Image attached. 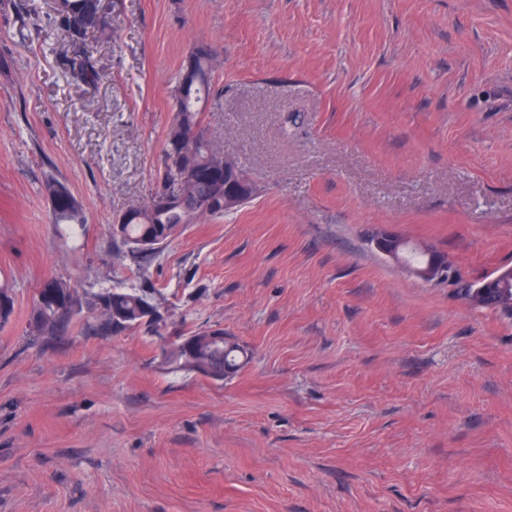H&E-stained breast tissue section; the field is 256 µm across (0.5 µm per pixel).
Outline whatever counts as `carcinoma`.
<instances>
[{"label": "carcinoma", "instance_id": "carcinoma-1", "mask_svg": "<svg viewBox=\"0 0 512 512\" xmlns=\"http://www.w3.org/2000/svg\"><path fill=\"white\" fill-rule=\"evenodd\" d=\"M91 0H61L59 8L50 18L48 26L65 32L64 16L85 11ZM191 69H183L172 94L174 119L167 133L166 166L164 182L177 183L172 192L174 203L160 208L150 203L128 211V219L120 225L113 238L120 240L128 250L145 259L170 243L179 229L186 224H198L207 219L224 216V163L234 161L216 150L206 136L199 118L200 103L209 95L213 55L210 48L199 46L189 57ZM78 76L85 83L99 79V69L90 59L78 67ZM56 224H83L82 208L66 185L46 181L44 185ZM450 275L460 285L459 294L472 306L489 309L500 317L512 321V286L494 289L490 298L481 289L489 276L472 282L456 278V269L448 265ZM78 301L76 289L61 280H48L41 289L29 319L31 333L42 336L61 330L73 316L67 309ZM95 307L100 311L99 326L119 331L145 327L160 335L162 325L149 313H159L154 304L153 290L126 291L112 288L96 295ZM14 312L12 291L0 284V326L8 323ZM169 358L180 367L208 375L213 369L228 377L237 372L247 361V352L233 340L216 341L210 331L193 332L179 336L170 345Z\"/></svg>", "mask_w": 512, "mask_h": 512}]
</instances>
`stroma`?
Returning <instances> with one entry per match:
<instances>
[{
  "instance_id": "obj_1",
  "label": "stroma",
  "mask_w": 512,
  "mask_h": 512,
  "mask_svg": "<svg viewBox=\"0 0 512 512\" xmlns=\"http://www.w3.org/2000/svg\"><path fill=\"white\" fill-rule=\"evenodd\" d=\"M54 7L0 0V512H512V324L371 243L512 266V0H114L92 85L21 35ZM200 44L203 125L256 194L144 260L110 227L162 185ZM50 279L82 310L34 336ZM112 288L155 289L162 337L97 329ZM217 327L235 375L168 361ZM44 189L52 207V219L55 224H84L82 208L66 185L58 181L47 180ZM372 241L379 252L394 259L400 254L404 243L401 237L389 231L379 232Z\"/></svg>"
}]
</instances>
